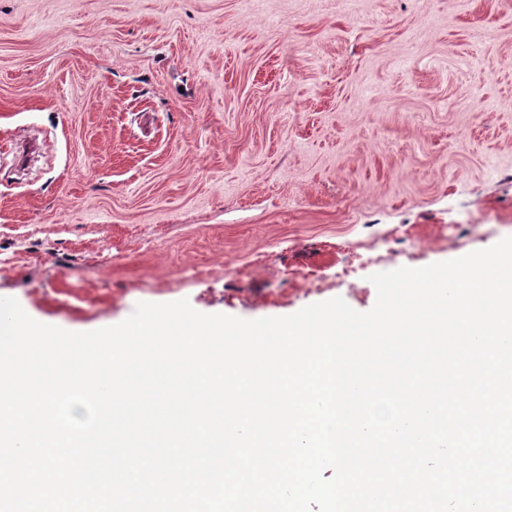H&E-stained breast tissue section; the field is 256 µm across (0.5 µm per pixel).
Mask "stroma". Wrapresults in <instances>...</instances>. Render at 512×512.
Listing matches in <instances>:
<instances>
[{"mask_svg":"<svg viewBox=\"0 0 512 512\" xmlns=\"http://www.w3.org/2000/svg\"><path fill=\"white\" fill-rule=\"evenodd\" d=\"M24 133L0 297L34 320L366 312L512 236V0H0V153Z\"/></svg>","mask_w":512,"mask_h":512,"instance_id":"obj_1","label":"stroma"}]
</instances>
